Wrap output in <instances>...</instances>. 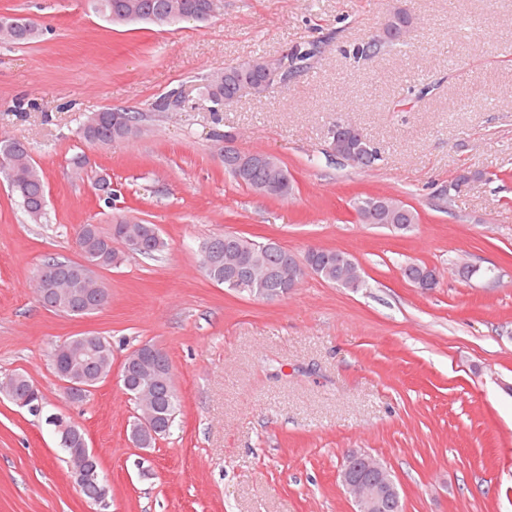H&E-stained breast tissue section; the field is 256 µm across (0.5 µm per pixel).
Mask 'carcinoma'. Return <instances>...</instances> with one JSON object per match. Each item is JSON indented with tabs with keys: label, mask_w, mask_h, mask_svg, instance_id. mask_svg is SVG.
Returning a JSON list of instances; mask_svg holds the SVG:
<instances>
[{
	"label": "carcinoma",
	"mask_w": 512,
	"mask_h": 512,
	"mask_svg": "<svg viewBox=\"0 0 512 512\" xmlns=\"http://www.w3.org/2000/svg\"><path fill=\"white\" fill-rule=\"evenodd\" d=\"M210 0H93L94 10L109 22H147L156 21L183 12L206 9ZM391 22L386 33L357 48L356 53L375 52L384 45L401 42L400 34L410 30L414 17L405 8L395 5L390 12ZM43 35V29L31 19L24 16L0 15V38L14 44L31 43ZM319 53L316 46L297 47L285 56L284 84H289L294 77L306 67L307 61ZM266 57L256 55L249 59L245 67L230 66L222 73H214L204 79L201 95L204 99L219 104L223 100L235 98L239 87L251 84L256 87V96H262L268 84L265 83L264 69ZM140 113L124 110H104L87 116L80 129L82 138L91 145L113 142L123 136L133 139L140 132ZM351 130L340 134L331 154L344 160L359 159L358 166L372 167L380 160L377 147L353 123H348ZM8 155L12 163L10 186L12 192L20 199L28 217L36 222L45 215L47 191L43 173L33 161L28 147L19 141L6 137L0 138V156ZM224 171L234 181L247 189L255 190V185L267 175L263 168L252 172L250 178L239 179L233 168V162H224ZM377 224L394 232L407 233L418 224V215L411 209L405 212H391L377 220ZM84 249L82 259L96 265V269L83 270L80 262L52 261L36 269L44 279L36 284L42 289L53 282L61 290L59 298L48 300L50 308L69 315H91L98 311L97 296L106 293L105 286L97 276L96 270L115 264L117 248L113 244L124 240L137 244L134 253L154 257L167 248V242L154 224L141 222H122L112 224L107 231H102L96 224H83ZM201 247H206L213 254V264L204 270L212 282L222 285L230 291L252 297L270 295L282 291L288 285V279L299 277V266L308 268L331 284H342L344 288H358L362 284V272L358 264L342 251H327L317 255L304 251L296 254L277 245L267 247V243L258 242L235 232H224L206 238ZM99 351L90 375L101 383L112 371V343L105 337H97ZM131 374L130 386L125 391L134 397L137 416L130 427L132 442L140 448H149L156 437L169 434L180 406L176 389L165 392V378L169 372H160L155 367L140 361V349H132L125 357ZM0 392L10 397L14 394H33L28 407L37 412L40 409L42 394L30 377L15 374L0 384ZM152 414L161 426L157 436H144L140 433V419ZM55 426L58 445L62 448L70 464L76 463L73 448L82 447L85 434L77 427L63 422L59 417L50 419Z\"/></svg>",
	"instance_id": "1"
}]
</instances>
